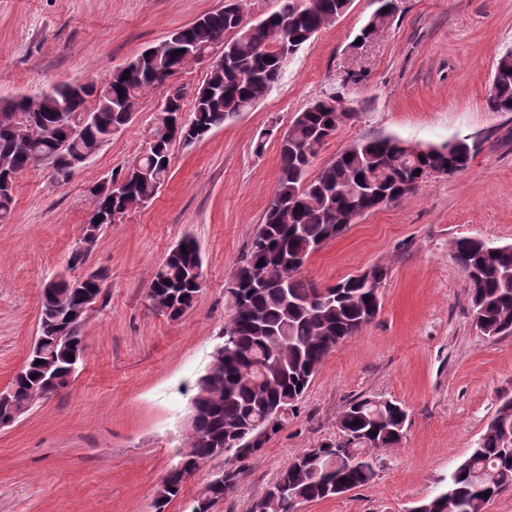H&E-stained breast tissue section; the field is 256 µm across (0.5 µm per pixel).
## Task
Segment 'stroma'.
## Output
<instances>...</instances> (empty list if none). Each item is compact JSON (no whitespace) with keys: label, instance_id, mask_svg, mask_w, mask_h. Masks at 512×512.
Wrapping results in <instances>:
<instances>
[{"label":"stroma","instance_id":"obj_1","mask_svg":"<svg viewBox=\"0 0 512 512\" xmlns=\"http://www.w3.org/2000/svg\"><path fill=\"white\" fill-rule=\"evenodd\" d=\"M231 0H0V100L62 81L107 83L168 33ZM385 33L358 42L377 8L351 0L291 58L248 111L202 140L171 147L170 177L148 204L103 227L85 264L104 277L86 317L84 363L70 385L0 429V512H155V491L189 433L195 383L232 315L228 284L277 185V138L297 113L333 93L355 110L319 149L318 172L360 140L477 142L469 167L428 176L409 198L360 217L302 270L321 287L386 268L377 317L325 359L284 427L240 464L235 490L212 512H252L279 473L338 436L359 397L400 403V447L378 452L375 477L303 512H412L443 491L504 400L512 399V335L478 331L451 252L462 237L512 243V113L484 98L499 53L512 48V0H394ZM167 88L145 93L132 122L67 181L40 165L15 184L0 220V388L37 334L40 290L66 270L90 215L92 186L142 150ZM204 286L179 319L154 309L158 266L184 236ZM223 458L196 471L164 512H190Z\"/></svg>","mask_w":512,"mask_h":512}]
</instances>
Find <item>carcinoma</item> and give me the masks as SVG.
Returning a JSON list of instances; mask_svg holds the SVG:
<instances>
[{
	"label": "carcinoma",
	"instance_id": "obj_1",
	"mask_svg": "<svg viewBox=\"0 0 512 512\" xmlns=\"http://www.w3.org/2000/svg\"><path fill=\"white\" fill-rule=\"evenodd\" d=\"M349 2L281 0L278 10L252 28L243 24V7L237 0L173 30L189 51L176 55L162 41L151 47L153 53H142L115 70L100 94L91 92V100L73 103L71 111L89 109L96 116L81 135H70V115L57 112L58 102L66 95L64 83L41 95L39 121L22 141L0 129V168L19 175L48 163L64 181L71 174L66 157L81 154L96 142L110 141L113 128L129 124L131 111L145 92L165 85L187 64L214 51L226 35L233 34L234 56L229 60L215 57L194 99L190 120L178 129L174 121L183 111L182 95L176 90L169 96L171 106L160 113L150 132L153 147L133 161L127 191L120 196L103 188L91 191L92 212L81 238L85 248L70 255L68 268L85 265L105 226L98 217L125 214L128 208L155 197L168 178L174 141L189 144L201 140L251 108L280 81L290 58L311 44L317 29L343 15ZM496 69L499 75L486 93V108L512 112V49L498 55ZM0 113L25 117L29 101L25 96L3 100ZM339 114L347 121L356 116L334 95L320 99L295 116L279 142L276 189L264 222L237 270L260 287L246 289L245 311L239 309V288L234 283L229 287L234 313L224 328L236 327L230 347L240 361H224L219 380L214 378L216 370L207 368L198 378L191 400L197 416L180 460L194 471L216 457L214 444L224 441L228 430L243 428L259 435L275 419L278 425L272 433H277L326 357L373 320L368 314L374 304L373 288L363 282L354 284L349 278L324 289L333 297L327 305L324 290L300 276L301 267L293 263L294 258L306 257L314 245L345 233L352 213L376 210L377 195H387L389 203L401 201L414 193L429 170L441 165L453 176L466 170L474 157L465 139L456 140L455 152L444 157L435 149L424 151L396 136H375L359 141L309 179L307 171L317 154L313 145L336 132ZM178 247L186 252L167 255L156 269L149 291V297L158 301L157 310L169 309L173 319L191 309L201 291L192 275L202 266L195 241L187 236ZM453 258L464 276L478 330L490 338L512 335V279H505L512 274V244L495 246L464 237L454 242ZM67 292L63 278L45 282L40 320L61 322L65 335L80 345L83 320L56 317L55 294ZM70 300L78 303L79 295L70 293ZM41 369L30 356L22 373L11 381L18 406L31 408L39 401ZM220 385L224 396L209 399ZM378 401L373 396L352 401L339 418L341 434L319 448L324 456L317 469L307 463L309 452L296 457L254 504L253 512H294L296 494L320 500L327 497L326 487L337 482L349 490L369 483L375 476L374 455L402 443L407 418L399 403L393 401L379 409ZM239 474L236 468L224 484L207 485L210 504L233 492ZM509 487L512 405H502L476 447L449 476L446 490L428 499V504L432 512H484L492 497Z\"/></svg>",
	"mask_w": 512,
	"mask_h": 512
}]
</instances>
